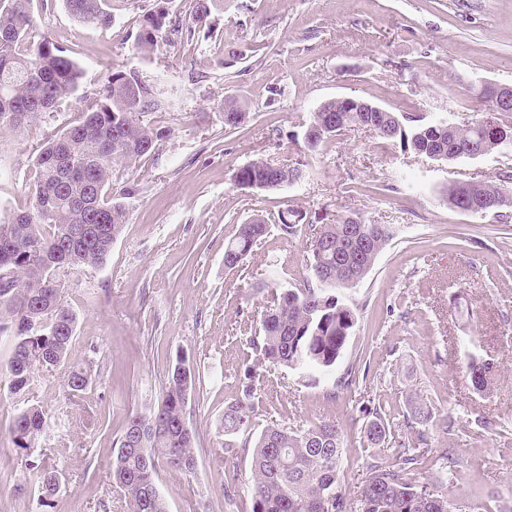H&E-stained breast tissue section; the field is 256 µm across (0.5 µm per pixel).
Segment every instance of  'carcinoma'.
<instances>
[{
  "label": "carcinoma",
  "instance_id": "cac0c4a2",
  "mask_svg": "<svg viewBox=\"0 0 512 512\" xmlns=\"http://www.w3.org/2000/svg\"><path fill=\"white\" fill-rule=\"evenodd\" d=\"M215 2L192 0L194 27L207 25ZM65 4L83 25L106 28L112 24L103 0H65ZM167 16L162 5L144 15L135 40L139 51L148 52L156 45ZM33 28L30 0H0V129L18 130L43 118L80 85L78 65L52 39L29 42ZM476 99L480 118L460 126L430 124L397 112V132L386 140L403 151L426 141L445 149L448 162L512 147V119L490 111L484 93L477 92ZM160 107L157 93L136 73H112L95 108L41 145L34 161L32 208L0 218V266L12 269L15 282L12 288H0V338H7L12 348L7 366L12 391L28 388L40 369L65 366L77 316L64 301V277L107 261L112 243L126 224L124 199L137 193V186L130 184L113 194L112 173L151 155L171 137V129L144 120ZM248 116L240 99H224V127L237 129ZM387 117L386 112L371 116L353 111L340 100H329L311 113L303 127H331L333 132L313 142L302 141L301 152L317 153L336 133L371 118L382 125ZM304 176V162L299 159L275 164L257 157L237 169L234 182L242 189L264 192ZM510 183V169L473 186L454 182L448 185L445 200L453 208L479 214ZM278 219L282 232L292 236L302 232L297 213H281ZM270 230L271 225L261 218L239 225L224 245V269L239 268ZM306 235L310 240L306 283L301 288L271 290L258 335L249 339L257 355L245 366L246 383L224 406L226 452L252 449V512H453L448 486L437 479L425 480L423 469L431 461L454 477L465 461L454 448L433 447L429 427L437 418L416 392L409 394L401 409L373 400L362 407L368 421L361 429L360 444L372 463L351 498L339 490L346 441L345 430L335 419L247 432L258 408L254 381L265 373L286 368L314 380L336 370L357 314L323 285L359 283L394 239L392 227L364 224L349 216L308 230ZM44 314L55 323L51 331L33 327ZM465 370L476 393L492 390V366L471 354ZM197 381L195 371L180 358L169 371L153 410L129 414L117 440L110 478L128 499L130 512H167L154 479L159 464L185 473L195 470L196 435L187 420L186 405ZM66 385L78 394L87 388L88 376L70 368ZM44 423L38 407L22 410L9 428L13 446L24 452L36 447ZM395 427L399 433L394 438ZM58 491L56 471L44 472L39 481L41 505H52Z\"/></svg>",
  "mask_w": 512,
  "mask_h": 512
}]
</instances>
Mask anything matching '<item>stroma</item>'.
<instances>
[{"label": "stroma", "instance_id": "1", "mask_svg": "<svg viewBox=\"0 0 512 512\" xmlns=\"http://www.w3.org/2000/svg\"><path fill=\"white\" fill-rule=\"evenodd\" d=\"M105 3L112 26L101 30L77 22L64 0H31L33 39L46 35L66 48L82 79L49 116L0 130V216L32 207L39 147L94 106L113 71L157 89L162 106L149 120L175 135L114 172V188H139L125 201L127 222L104 266L66 280L64 299L78 315L68 364L90 374L87 389L70 395L58 369L11 393L10 347L0 341V512H127L108 475L115 443L129 413L157 403L180 357L201 380L186 407L197 466H159L156 486L168 512H251V457L226 454L224 406L253 353L246 325L258 323L267 283L299 288L308 275L306 238L272 228L234 273L224 270V244L246 219L290 208L316 226L355 214L391 225L395 236L365 279L338 291L358 320L336 370L356 361L366 379L343 390L275 370L256 428L336 418L346 432L340 486L349 497L367 476L362 405L400 407L416 389L454 422L433 436L467 462L452 490L462 512L512 508V222L444 200L449 183L512 167V148L448 164L367 130L345 132L316 154L294 143L311 112L344 96L429 123L475 119L480 83L512 85V0H219L209 33H166L145 54L135 37L157 0ZM231 48L247 49V59L228 56ZM231 95L249 110L236 129L222 114ZM259 156L302 159L306 176L274 191L237 187V169ZM471 350L494 364L488 396L465 376ZM31 405L42 407L46 424L25 456L9 428ZM481 415L506 431L483 433ZM41 465L61 479L50 508L38 501ZM230 480L238 485L231 501Z\"/></svg>", "mask_w": 512, "mask_h": 512}]
</instances>
